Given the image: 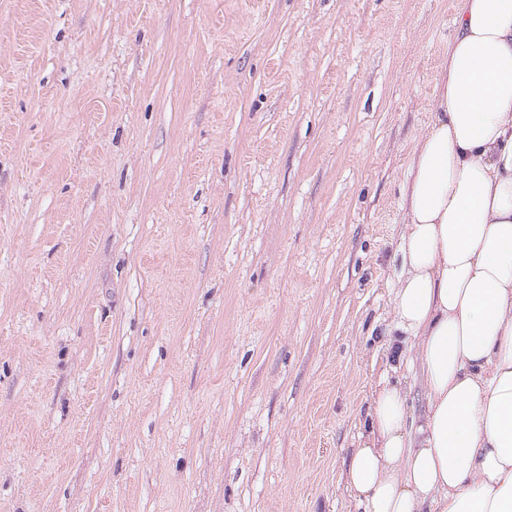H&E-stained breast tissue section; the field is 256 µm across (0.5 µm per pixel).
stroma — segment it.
<instances>
[{"instance_id": "stroma-1", "label": "stroma", "mask_w": 512, "mask_h": 512, "mask_svg": "<svg viewBox=\"0 0 512 512\" xmlns=\"http://www.w3.org/2000/svg\"><path fill=\"white\" fill-rule=\"evenodd\" d=\"M454 0H0V512H361Z\"/></svg>"}]
</instances>
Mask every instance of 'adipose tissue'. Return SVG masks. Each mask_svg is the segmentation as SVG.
<instances>
[{
  "label": "adipose tissue",
  "instance_id": "obj_1",
  "mask_svg": "<svg viewBox=\"0 0 512 512\" xmlns=\"http://www.w3.org/2000/svg\"><path fill=\"white\" fill-rule=\"evenodd\" d=\"M409 162L393 331L426 404L378 388L342 473L364 512H512V0H456Z\"/></svg>",
  "mask_w": 512,
  "mask_h": 512
}]
</instances>
